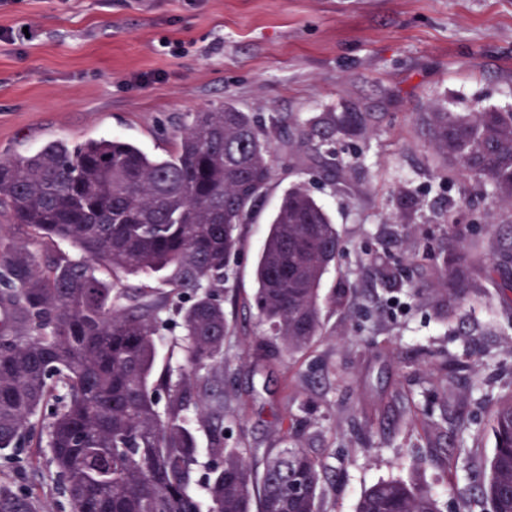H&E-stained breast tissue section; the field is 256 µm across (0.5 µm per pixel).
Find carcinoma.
Masks as SVG:
<instances>
[{
  "instance_id": "1",
  "label": "carcinoma",
  "mask_w": 512,
  "mask_h": 512,
  "mask_svg": "<svg viewBox=\"0 0 512 512\" xmlns=\"http://www.w3.org/2000/svg\"><path fill=\"white\" fill-rule=\"evenodd\" d=\"M364 112H323L298 139L275 146L287 124L264 123L233 104L189 112L165 157L108 136L53 141L31 155L0 157V456L46 433L50 479L68 512H322L326 466L284 432L289 447L253 458L224 446V312L238 228L274 179L277 150L299 153L344 179L326 146L362 130ZM441 170L490 188L512 204V112L437 109L419 118ZM452 252L442 257L439 309L473 304L466 268L476 259L453 209ZM32 234L75 247L80 257L38 258ZM342 248L322 206L301 186L285 193L256 264L262 341L290 355L323 335L320 284ZM99 267L161 273L158 302L96 275ZM180 317L185 363L156 372L165 315ZM208 432L201 449L187 421ZM496 448L476 490L491 512H512V397L492 411ZM210 465L196 479L200 453ZM0 512H54L0 485ZM354 512H440L427 488L381 481Z\"/></svg>"
}]
</instances>
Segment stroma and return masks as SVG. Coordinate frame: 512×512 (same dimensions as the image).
I'll return each instance as SVG.
<instances>
[{"mask_svg": "<svg viewBox=\"0 0 512 512\" xmlns=\"http://www.w3.org/2000/svg\"><path fill=\"white\" fill-rule=\"evenodd\" d=\"M231 103L289 124L332 107L371 114L333 147L337 183L315 164L279 156L276 175L241 227L224 307L223 389L234 410L225 441L257 455L284 448L287 428L330 472L326 512H353L381 480H414L440 512H459L448 484L456 446L473 472L492 456L490 414L512 397V205L446 178L420 133L443 108L512 112V0H9L0 7V155L109 133L164 156L189 112ZM304 186L342 241L325 274L324 334L295 356L254 355L261 328L248 302L256 261L281 197ZM479 259L476 312L429 305L448 247V208ZM477 347L486 359L466 365ZM419 415L417 429L407 419ZM464 429H456L457 418ZM48 446L0 458V484L41 502Z\"/></svg>", "mask_w": 512, "mask_h": 512, "instance_id": "obj_1", "label": "stroma"}]
</instances>
